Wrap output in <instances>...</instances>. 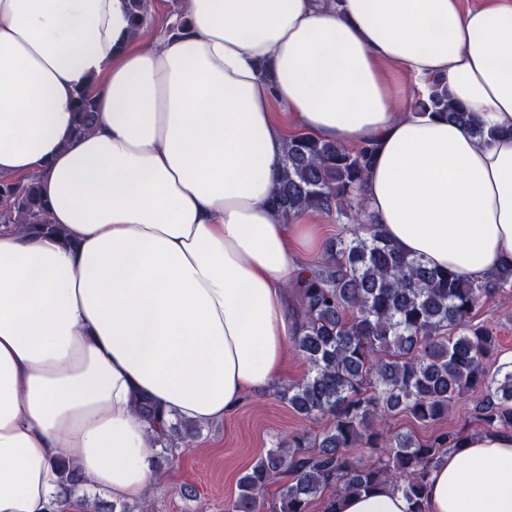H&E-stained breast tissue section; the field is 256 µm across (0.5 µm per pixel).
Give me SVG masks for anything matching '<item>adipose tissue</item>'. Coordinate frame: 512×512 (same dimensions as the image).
Returning <instances> with one entry per match:
<instances>
[{"mask_svg": "<svg viewBox=\"0 0 512 512\" xmlns=\"http://www.w3.org/2000/svg\"><path fill=\"white\" fill-rule=\"evenodd\" d=\"M184 34L137 47L129 0H0V177H36L56 230L0 225V512H54L72 459L92 497L157 482L151 398L206 424L279 381L287 290L314 227L269 204L282 106L371 146L382 234L485 281L512 264V0H182ZM491 138L400 100L436 83ZM88 91L94 129L75 136ZM427 512H512V432L431 467ZM388 486L338 512H409Z\"/></svg>", "mask_w": 512, "mask_h": 512, "instance_id": "1", "label": "adipose tissue"}]
</instances>
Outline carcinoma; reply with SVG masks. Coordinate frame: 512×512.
I'll list each match as a JSON object with an SVG mask.
<instances>
[{
  "label": "carcinoma",
  "instance_id": "cac0c4a2",
  "mask_svg": "<svg viewBox=\"0 0 512 512\" xmlns=\"http://www.w3.org/2000/svg\"><path fill=\"white\" fill-rule=\"evenodd\" d=\"M135 29L148 20L147 0H130ZM415 110L445 118L483 138L474 113L436 88ZM75 132L97 121L89 94L76 96ZM372 148L346 147L310 134L288 139L271 206L291 218L312 211L352 225L350 236L325 246V258L296 289L301 331L289 338L308 364L298 382L278 396L306 419L325 421L314 438L290 436L256 461L239 480V492L224 512H308L322 499V512H337L342 495L388 484L401 492L411 512H426L430 467L459 445L460 435L439 431L427 440L392 433L388 419L406 413L425 425L440 422L451 403L471 392L475 411L489 431H512V371L490 377L485 361L496 350L490 329L472 325L483 300L512 288V266L484 283L463 280L427 265L383 237L360 200ZM0 224L49 226L47 201L34 178L0 179ZM138 415L154 432L155 463L189 447L197 428L160 418L147 397ZM368 449L359 457L355 449ZM63 485L79 488L72 463L58 465ZM293 479L270 503L265 491L283 473Z\"/></svg>",
  "mask_w": 512,
  "mask_h": 512
}]
</instances>
